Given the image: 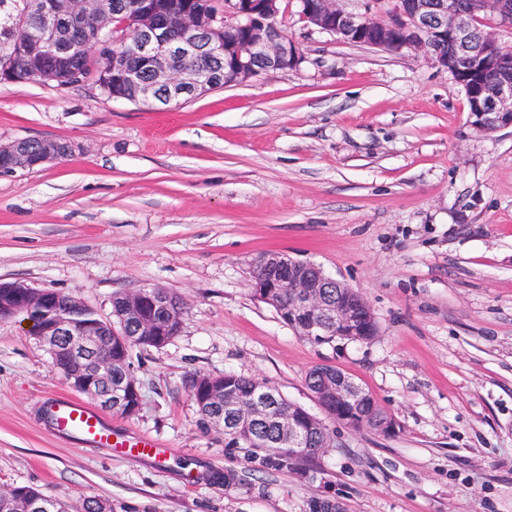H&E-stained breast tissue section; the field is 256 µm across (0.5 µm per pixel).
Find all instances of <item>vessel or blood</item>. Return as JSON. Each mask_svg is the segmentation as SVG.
I'll return each instance as SVG.
<instances>
[{"mask_svg":"<svg viewBox=\"0 0 512 512\" xmlns=\"http://www.w3.org/2000/svg\"><path fill=\"white\" fill-rule=\"evenodd\" d=\"M50 410L51 428L57 433L81 441L86 446L111 448L121 453L137 452L147 456L158 453L155 440L145 436L125 437L103 424L93 409L78 400L56 399L51 403Z\"/></svg>","mask_w":512,"mask_h":512,"instance_id":"vessel-or-blood-1","label":"vessel or blood"}]
</instances>
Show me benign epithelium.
Listing matches in <instances>:
<instances>
[{
	"label": "benign epithelium",
	"instance_id": "7a95c632",
	"mask_svg": "<svg viewBox=\"0 0 512 512\" xmlns=\"http://www.w3.org/2000/svg\"><path fill=\"white\" fill-rule=\"evenodd\" d=\"M348 9L341 0H318L317 6L299 5L306 24L337 37L348 44L364 46L391 54L420 53L446 69L486 81L484 89L470 98L469 123L484 132L512 128V45L503 41L500 31L509 28L500 17L487 19L480 32V49L471 48L470 32L473 10L464 0H396L391 10L383 12L373 0H356ZM85 18L98 33H110L114 22L111 0H83ZM32 10L46 24L18 32V51L25 60L19 70L11 65L0 69L3 82L49 83L57 70L69 67L78 50L93 41L86 23L67 27L55 24L69 9L65 0H32ZM125 24L135 34V62L121 68L116 60L99 58L103 71L117 79L110 88L114 99H127L129 92L164 110L224 85L241 83L255 76L254 64L265 71L296 68L303 60L295 39L281 32L275 21L281 12L280 0H225L224 17L204 8L191 7L181 0H129L124 8ZM246 29L242 40L221 36L224 20ZM448 42V53L432 47ZM224 58V69L205 70L204 56ZM72 153L66 142L22 138L0 145V176H10L19 169H32L58 161ZM257 262L265 273L253 276L256 296L268 301L280 288L288 289V311L307 313V328L302 335L314 336L330 326L345 331L363 312L371 309L357 291L332 297L327 288H344L346 284L325 275L316 265L291 259L284 254H267ZM126 308L122 319L134 323L130 331H115L112 320L71 296L63 297L52 290L34 291L19 283L0 282V319L23 316L32 331L48 346L66 383L75 392L95 401L109 412L134 416L140 408L141 395L131 375L116 377L123 361L112 357V344H103L105 336H161L162 324H172L174 313L163 294L142 287L125 294ZM359 396L343 374L327 383L320 395L326 417L335 415L336 401L346 393ZM276 395L258 392L249 401L222 384H213L195 398L201 407L213 408L211 425L249 428L268 417ZM280 433L288 438V452L295 458L308 457L304 447V424L298 417L279 414L275 417ZM367 428L388 436L397 430L390 416L371 420ZM12 505L25 512H52L47 500L10 494Z\"/></svg>",
	"mask_w": 512,
	"mask_h": 512
}]
</instances>
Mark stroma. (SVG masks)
<instances>
[{
  "label": "stroma",
  "mask_w": 512,
  "mask_h": 512,
  "mask_svg": "<svg viewBox=\"0 0 512 512\" xmlns=\"http://www.w3.org/2000/svg\"><path fill=\"white\" fill-rule=\"evenodd\" d=\"M282 25L305 57L158 111L89 83H0V143L57 139L65 160L0 177V280L65 292L104 317L144 286L179 293L182 329L132 352L139 412L106 424L161 459L55 434L48 403L72 390L22 319L0 321V489L39 486L78 512H512V129L469 124L464 89L414 54ZM281 253L359 290L370 342L316 345L251 286ZM328 364L397 423L337 426L298 471H254L200 430L187 374L267 380L312 414ZM235 469L241 485L213 477Z\"/></svg>",
  "instance_id": "stroma-1"
}]
</instances>
